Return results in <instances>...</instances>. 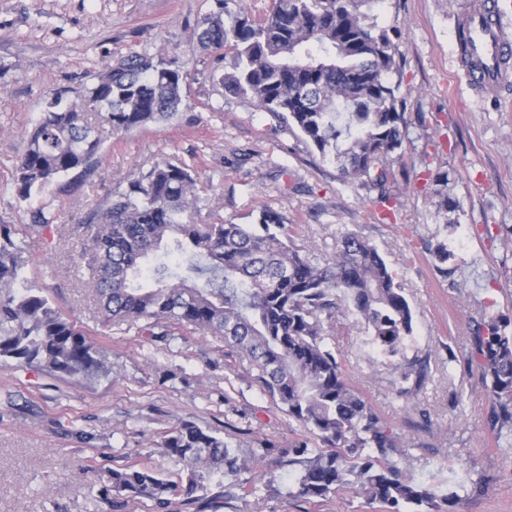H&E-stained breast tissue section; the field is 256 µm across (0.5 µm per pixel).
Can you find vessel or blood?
I'll use <instances>...</instances> for the list:
<instances>
[{"label":"vessel or blood","instance_id":"1","mask_svg":"<svg viewBox=\"0 0 512 512\" xmlns=\"http://www.w3.org/2000/svg\"><path fill=\"white\" fill-rule=\"evenodd\" d=\"M459 27L468 36L469 53L458 63L472 90L484 98L495 96L512 82V39L501 28L496 0H470Z\"/></svg>","mask_w":512,"mask_h":512}]
</instances>
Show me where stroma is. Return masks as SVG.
<instances>
[{
	"mask_svg": "<svg viewBox=\"0 0 512 512\" xmlns=\"http://www.w3.org/2000/svg\"><path fill=\"white\" fill-rule=\"evenodd\" d=\"M469 0H371L380 27L397 30L401 93L410 118L408 168L393 187L395 216L379 220L374 194L344 184L298 131L272 128L248 102L225 96L221 52L198 46L194 29L217 0H0V224L13 225L30 283L103 350L107 369L84 380L0 360V512H106L87 468L176 467L161 446L181 420L223 435L258 472L208 489L172 512H384L351 490L308 502L291 496L277 453L303 433L263 394L247 361L222 337L175 327L170 344L139 326L104 322L83 286L75 255L79 225L117 180L161 159L193 167L209 185V210L234 224L260 208L293 226L320 260L354 231L375 245L414 311L406 360L428 358L420 389L399 395L400 371L371 345L355 317L326 324L345 375L399 437L393 461L419 480L452 473L481 481L455 512H512V436L494 438L492 401L467 362L472 328L486 315L512 321V88L472 93L456 63L455 29ZM150 54L186 76V106L174 120L108 138L82 184L64 177L43 203L54 224L32 226L14 190L15 167L49 102L76 91L108 61ZM287 176H280V168ZM448 175L447 213L429 171ZM447 226L454 273L442 275L425 248ZM93 434L84 442L83 434ZM275 443L266 450L265 441Z\"/></svg>",
	"mask_w": 512,
	"mask_h": 512,
	"instance_id": "stroma-1",
	"label": "stroma"
}]
</instances>
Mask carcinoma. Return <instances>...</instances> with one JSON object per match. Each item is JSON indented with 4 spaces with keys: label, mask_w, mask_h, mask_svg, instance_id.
Here are the masks:
<instances>
[{
    "label": "carcinoma",
    "mask_w": 512,
    "mask_h": 512,
    "mask_svg": "<svg viewBox=\"0 0 512 512\" xmlns=\"http://www.w3.org/2000/svg\"><path fill=\"white\" fill-rule=\"evenodd\" d=\"M371 0H272L254 18L221 9L195 30L198 45L230 58L219 83L224 95L252 104L280 127L296 128L342 180L391 203L397 173L407 168L406 100L398 44L369 21ZM93 104H49L17 164L15 192L30 204L60 178L91 176L100 148L114 132L167 122L184 106L183 75L147 55L110 61L79 91ZM206 199L193 169L162 160L119 181L106 205L81 224L79 266L106 322H140L156 342L173 325L224 337L255 371L254 380L305 435L284 451L296 467L292 494L312 501L348 487L387 512H429L466 489L445 494L403 474L391 455L398 435L347 380L325 341L324 322L353 315L389 357L403 355L414 313L378 249L355 232L342 236L336 257L322 263L285 233L273 211L255 224L199 222ZM0 224V359L84 379L105 370L99 348L52 306L25 276L24 247ZM428 251L445 265L448 238L436 233ZM469 360L492 399L489 425L512 435V335L491 318L469 338ZM401 379L419 388L425 364L401 365ZM322 449L309 448L310 439ZM180 465L176 479L145 468L98 475L111 512L112 494L146 496L156 512L171 499L185 504L246 464L224 438L179 421L162 441Z\"/></svg>",
    "instance_id": "cac0c4a2"
}]
</instances>
